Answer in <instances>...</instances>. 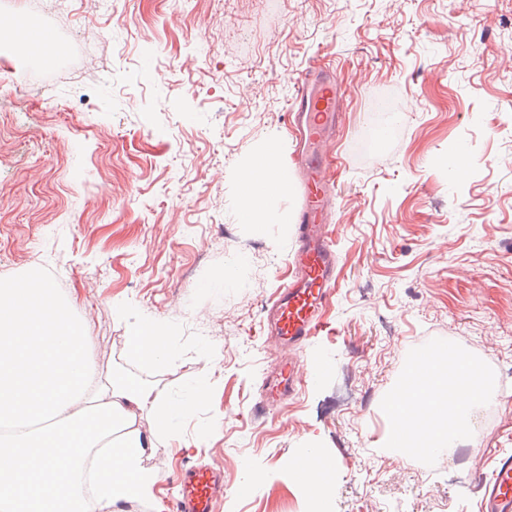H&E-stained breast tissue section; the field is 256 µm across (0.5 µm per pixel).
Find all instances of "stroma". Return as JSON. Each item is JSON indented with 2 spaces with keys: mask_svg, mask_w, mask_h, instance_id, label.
<instances>
[{
  "mask_svg": "<svg viewBox=\"0 0 512 512\" xmlns=\"http://www.w3.org/2000/svg\"><path fill=\"white\" fill-rule=\"evenodd\" d=\"M0 17L38 18L63 47L35 56L0 32V285L35 271L88 313L101 374L171 397L212 386L155 439L163 483L112 512H173L201 461L224 477L215 512H479L512 455V0H0ZM317 69L345 92L327 159L337 281L300 352L314 379L272 409L291 103ZM272 144L277 219L251 224L244 182ZM149 321L173 338L166 367L126 356ZM444 337L497 396L453 454L400 456L391 398ZM308 448L335 464L317 501L291 467Z\"/></svg>",
  "mask_w": 512,
  "mask_h": 512,
  "instance_id": "35a3bbf8",
  "label": "stroma"
}]
</instances>
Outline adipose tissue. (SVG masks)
<instances>
[{
  "mask_svg": "<svg viewBox=\"0 0 512 512\" xmlns=\"http://www.w3.org/2000/svg\"><path fill=\"white\" fill-rule=\"evenodd\" d=\"M90 342L88 318H74L41 279L0 287V426L18 430L0 441V512H103L151 493L162 477L145 464L152 440L135 428V409L150 406L155 434L167 436L174 418L209 398L205 377L176 403L119 373L100 386ZM127 352L152 366L177 355L158 322L136 323ZM426 371L431 390H449L445 362ZM449 392L447 425L427 435L435 451L456 448L471 410L487 395L474 370Z\"/></svg>",
  "mask_w": 512,
  "mask_h": 512,
  "instance_id": "adipose-tissue-1",
  "label": "adipose tissue"
}]
</instances>
